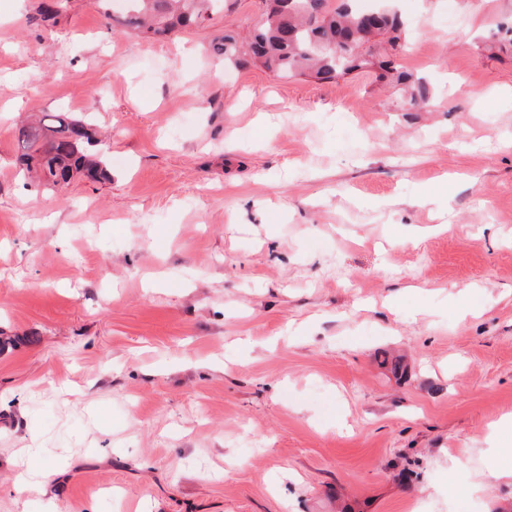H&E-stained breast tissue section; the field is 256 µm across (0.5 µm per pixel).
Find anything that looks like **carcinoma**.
Wrapping results in <instances>:
<instances>
[{"label": "carcinoma", "instance_id": "cac0c4a2", "mask_svg": "<svg viewBox=\"0 0 512 512\" xmlns=\"http://www.w3.org/2000/svg\"><path fill=\"white\" fill-rule=\"evenodd\" d=\"M220 2L127 0L114 21L123 29L163 37L210 19ZM349 2L334 7L331 0H268L247 39L224 35L214 40L212 50L230 64L252 60L288 78L331 80L376 67L379 78L406 88L408 105L429 106L433 94L424 79L396 64L405 51V22L391 10L377 11L371 19ZM97 146L93 125L67 112L25 120L16 129V163L34 185L51 190L64 189L78 175L111 178Z\"/></svg>", "mask_w": 512, "mask_h": 512}]
</instances>
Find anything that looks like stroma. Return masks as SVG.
<instances>
[{
  "instance_id": "1",
  "label": "stroma",
  "mask_w": 512,
  "mask_h": 512,
  "mask_svg": "<svg viewBox=\"0 0 512 512\" xmlns=\"http://www.w3.org/2000/svg\"><path fill=\"white\" fill-rule=\"evenodd\" d=\"M42 2L0 0V512L511 504L474 483L512 418V58L475 46L512 0H395L425 112L374 68L228 66L265 0L165 40ZM48 112L109 180L31 186Z\"/></svg>"
}]
</instances>
